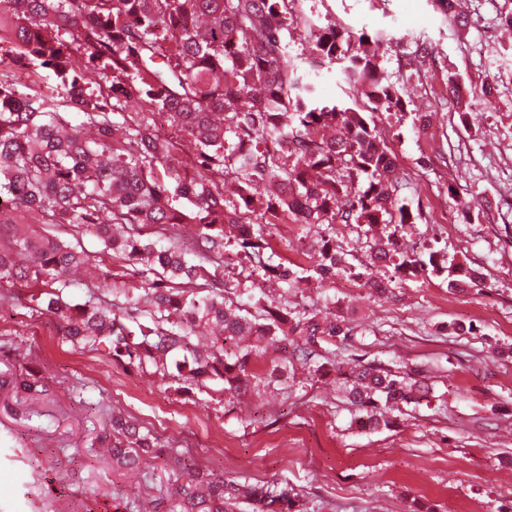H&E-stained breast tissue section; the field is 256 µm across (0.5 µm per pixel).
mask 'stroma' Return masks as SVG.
Returning <instances> with one entry per match:
<instances>
[{
    "mask_svg": "<svg viewBox=\"0 0 512 512\" xmlns=\"http://www.w3.org/2000/svg\"><path fill=\"white\" fill-rule=\"evenodd\" d=\"M467 25L436 0H305L285 34L288 52L305 64L310 30L330 24L352 33L386 34L379 61L405 81L412 111L427 113L420 136L410 114L378 111L376 123L393 149L417 223L397 237L402 250L431 249L486 276L483 293L448 291L446 273L395 280L392 299L371 295L360 263L372 237L338 224H271L276 252L309 267L323 236L335 237L351 273L312 275L299 288L253 272L237 245L224 252V281L235 304L266 296L295 311H343L353 329L338 354L391 367L425 370L433 395L402 407L392 429L364 431L352 419L335 377L296 371L289 389L261 383L245 395H183L152 369L113 362L105 346L74 348L53 319L11 299L0 300V506L32 512H167L171 482L165 457L132 470H112L108 453L90 440L112 410L138 420L189 467L230 479L286 482L308 512H407L416 500L437 512H512V34L500 19L512 0H461ZM433 61L406 74L418 42ZM489 85L470 125L448 108L447 83ZM444 148L447 164L418 167L420 155ZM490 209L467 221L449 199L448 184ZM473 324L455 334L453 324ZM27 368L47 381L37 404L8 385Z\"/></svg>",
    "mask_w": 512,
    "mask_h": 512,
    "instance_id": "stroma-1",
    "label": "stroma"
}]
</instances>
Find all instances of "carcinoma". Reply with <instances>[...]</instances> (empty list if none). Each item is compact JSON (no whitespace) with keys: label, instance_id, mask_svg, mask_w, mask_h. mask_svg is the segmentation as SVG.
I'll return each instance as SVG.
<instances>
[{"label":"carcinoma","instance_id":"carcinoma-1","mask_svg":"<svg viewBox=\"0 0 512 512\" xmlns=\"http://www.w3.org/2000/svg\"><path fill=\"white\" fill-rule=\"evenodd\" d=\"M293 0H0V300L25 299L54 320L72 345L104 343L128 367L171 376L176 391L213 384L239 394L257 379L253 352L290 346L280 375L301 365L336 375L356 407L361 428L388 429L385 412L429 393L425 378L376 363L321 354L345 343L352 328L338 313L290 311L257 300L244 310L226 299L224 247L233 240L267 275L290 284L298 270L274 262L264 225L358 224L399 227L417 216L401 197L396 156L373 116L358 106L320 100L288 56L282 33ZM384 38L324 27L310 33L309 67L340 64L345 81L381 109L404 112L403 83L378 66ZM51 71L46 92L39 69ZM448 102L467 125L472 101L487 87L448 79ZM137 96L149 108L124 111ZM78 117L68 125L58 99ZM290 148L282 151L280 138ZM448 197L466 218L487 204ZM57 228L28 232L29 217ZM192 223L193 246L162 244L168 227ZM71 227L100 242L91 259ZM322 275L347 271L331 238L314 248ZM445 259L399 251L395 232L374 239L367 265H393L404 276L443 269ZM86 268V293L71 299L61 273ZM141 283L127 281L131 274ZM485 277L461 263L448 266V292L484 291ZM213 326L223 336L199 351L193 337ZM255 338L246 351L224 345ZM9 385L34 401L45 392L28 370ZM96 437L112 463L132 469L164 452L131 417L111 414ZM304 512L286 482L226 479L198 467L174 485L168 512Z\"/></svg>","mask_w":512,"mask_h":512}]
</instances>
